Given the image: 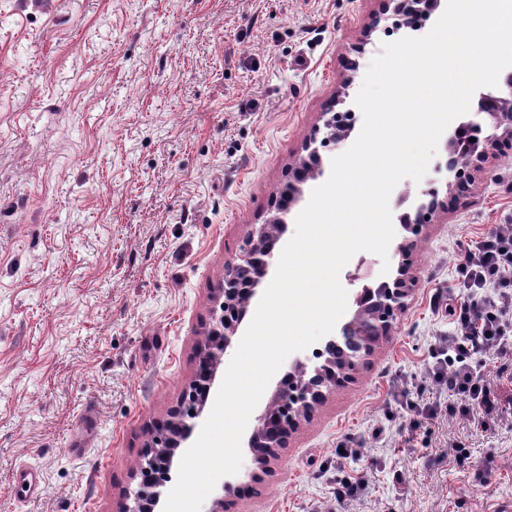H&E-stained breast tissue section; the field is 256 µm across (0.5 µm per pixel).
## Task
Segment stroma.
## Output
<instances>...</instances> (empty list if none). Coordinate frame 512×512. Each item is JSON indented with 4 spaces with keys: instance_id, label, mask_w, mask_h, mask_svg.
I'll use <instances>...</instances> for the list:
<instances>
[{
    "instance_id": "35a3bbf8",
    "label": "stroma",
    "mask_w": 512,
    "mask_h": 512,
    "mask_svg": "<svg viewBox=\"0 0 512 512\" xmlns=\"http://www.w3.org/2000/svg\"><path fill=\"white\" fill-rule=\"evenodd\" d=\"M394 21L382 0H0V512H115L189 388L225 265L345 80L405 37ZM347 148L320 145L276 250ZM431 184L444 208L408 308L230 512H512V417L411 410L453 332L431 298L459 289L457 242L512 224V149L454 200L435 171L401 180L397 214ZM25 465L38 495L16 492ZM367 484L368 480L364 475L357 478H343L336 486V501L341 504H347L348 502L359 498Z\"/></svg>"
}]
</instances>
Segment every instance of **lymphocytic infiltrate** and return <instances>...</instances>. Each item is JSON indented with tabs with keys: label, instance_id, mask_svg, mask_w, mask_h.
<instances>
[{
	"label": "lymphocytic infiltrate",
	"instance_id": "obj_1",
	"mask_svg": "<svg viewBox=\"0 0 512 512\" xmlns=\"http://www.w3.org/2000/svg\"><path fill=\"white\" fill-rule=\"evenodd\" d=\"M456 258L464 298L446 304L454 333L431 368L437 397L420 412L432 418L444 408L485 428L503 410L499 381L512 383V225L458 242ZM489 354L499 361L493 380L477 367Z\"/></svg>",
	"mask_w": 512,
	"mask_h": 512
}]
</instances>
